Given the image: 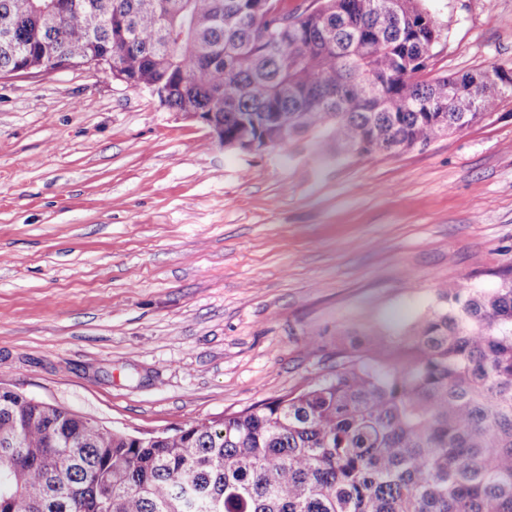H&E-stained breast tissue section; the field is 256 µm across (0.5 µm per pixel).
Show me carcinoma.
Instances as JSON below:
<instances>
[{
    "instance_id": "cac0c4a2",
    "label": "carcinoma",
    "mask_w": 512,
    "mask_h": 512,
    "mask_svg": "<svg viewBox=\"0 0 512 512\" xmlns=\"http://www.w3.org/2000/svg\"><path fill=\"white\" fill-rule=\"evenodd\" d=\"M0 0V75L112 52L125 84L224 138L338 154L427 146L496 111L507 70L429 80L440 30L423 0H321L271 26L256 0ZM454 87L448 94V86ZM409 361L359 359L223 420L134 439L0 391V512H512V268L456 288Z\"/></svg>"
}]
</instances>
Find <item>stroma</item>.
I'll use <instances>...</instances> for the list:
<instances>
[{
	"label": "stroma",
	"mask_w": 512,
	"mask_h": 512,
	"mask_svg": "<svg viewBox=\"0 0 512 512\" xmlns=\"http://www.w3.org/2000/svg\"><path fill=\"white\" fill-rule=\"evenodd\" d=\"M427 6L429 75L512 68V0ZM510 267L512 95L425 147L242 152L95 68L0 76V386L109 428L403 367L448 290Z\"/></svg>",
	"instance_id": "obj_1"
}]
</instances>
